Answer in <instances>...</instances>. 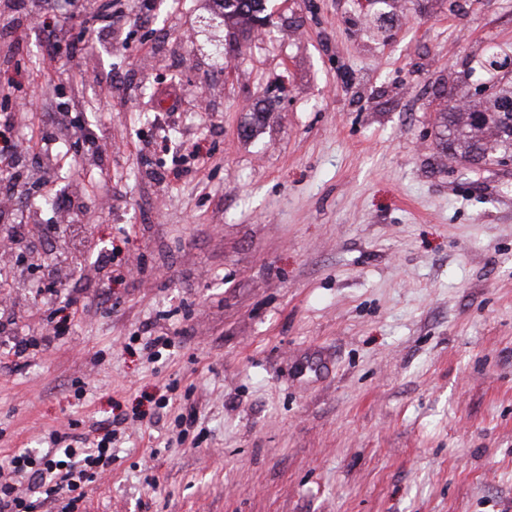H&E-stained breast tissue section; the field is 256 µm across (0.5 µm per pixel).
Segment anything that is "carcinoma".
Instances as JSON below:
<instances>
[{"label": "carcinoma", "mask_w": 512, "mask_h": 512, "mask_svg": "<svg viewBox=\"0 0 512 512\" xmlns=\"http://www.w3.org/2000/svg\"><path fill=\"white\" fill-rule=\"evenodd\" d=\"M224 23L249 31L263 18L265 0H214ZM512 91L500 89L494 94L470 101L472 112H492L496 98ZM440 128L438 146L441 151L451 152L465 163L481 167L501 165L503 160L512 159V134L507 132L494 117H489L478 131L468 121L466 113L454 105H446L437 113Z\"/></svg>", "instance_id": "obj_1"}]
</instances>
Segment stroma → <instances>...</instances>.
<instances>
[{
  "label": "stroma",
  "mask_w": 512,
  "mask_h": 512,
  "mask_svg": "<svg viewBox=\"0 0 512 512\" xmlns=\"http://www.w3.org/2000/svg\"><path fill=\"white\" fill-rule=\"evenodd\" d=\"M25 0L0 147L82 115L112 204L12 260L0 462L122 424L78 512H512V164L440 153L436 115L512 51V0H112L111 34ZM60 265L63 288H45ZM168 344L146 353L149 335ZM36 341L15 362V337ZM225 24L251 31L260 19H265V0H214Z\"/></svg>",
  "instance_id": "obj_1"
}]
</instances>
